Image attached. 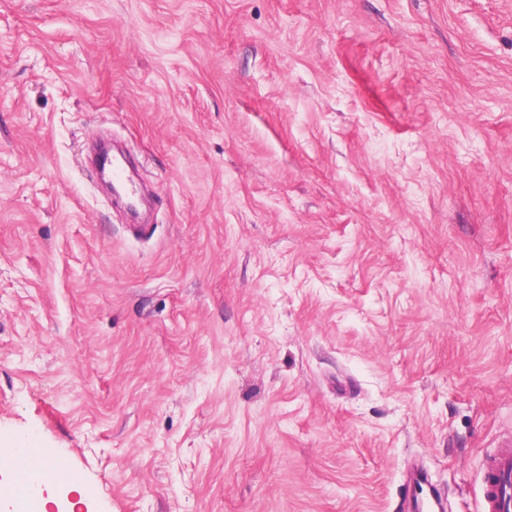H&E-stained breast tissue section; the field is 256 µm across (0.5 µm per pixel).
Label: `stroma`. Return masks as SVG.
I'll list each match as a JSON object with an SVG mask.
<instances>
[{
    "mask_svg": "<svg viewBox=\"0 0 512 512\" xmlns=\"http://www.w3.org/2000/svg\"><path fill=\"white\" fill-rule=\"evenodd\" d=\"M509 433L512 0H0V448L76 512H405L416 463L482 512ZM15 450L23 454L22 462L25 466V473L29 474L20 483L19 480L24 478L25 473L19 468V464L11 457L0 454V475L6 478L0 481V490L2 492L0 499H11V497L26 500L32 493V484L30 477H34L40 481H52L58 475V467H51L48 462L55 457L53 448H46L40 444H29L25 448H15ZM16 484L15 486H13ZM13 486L9 490V487ZM10 495L3 497V492ZM6 497V498H5Z\"/></svg>",
    "mask_w": 512,
    "mask_h": 512,
    "instance_id": "obj_1",
    "label": "stroma"
}]
</instances>
